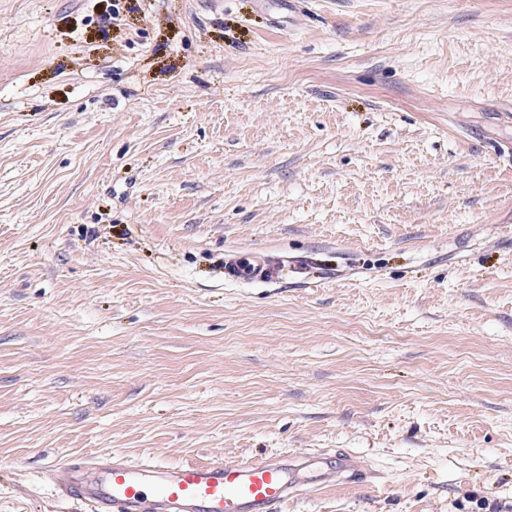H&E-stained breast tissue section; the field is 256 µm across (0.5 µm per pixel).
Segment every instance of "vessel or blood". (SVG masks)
<instances>
[{"mask_svg":"<svg viewBox=\"0 0 512 512\" xmlns=\"http://www.w3.org/2000/svg\"><path fill=\"white\" fill-rule=\"evenodd\" d=\"M275 262L258 254L228 255L224 277L270 283ZM364 458L333 455L251 456L170 466L121 455L68 457L48 471L59 498L83 502L88 512H276L278 505L309 489L361 478Z\"/></svg>","mask_w":512,"mask_h":512,"instance_id":"1","label":"vessel or blood"}]
</instances>
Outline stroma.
Returning a JSON list of instances; mask_svg holds the SVG:
<instances>
[{"label":"stroma","instance_id":"obj_1","mask_svg":"<svg viewBox=\"0 0 512 512\" xmlns=\"http://www.w3.org/2000/svg\"><path fill=\"white\" fill-rule=\"evenodd\" d=\"M342 448L280 512L512 501V0H0V512ZM276 263L258 254H230L224 260V278L242 283H270L276 279Z\"/></svg>","mask_w":512,"mask_h":512}]
</instances>
